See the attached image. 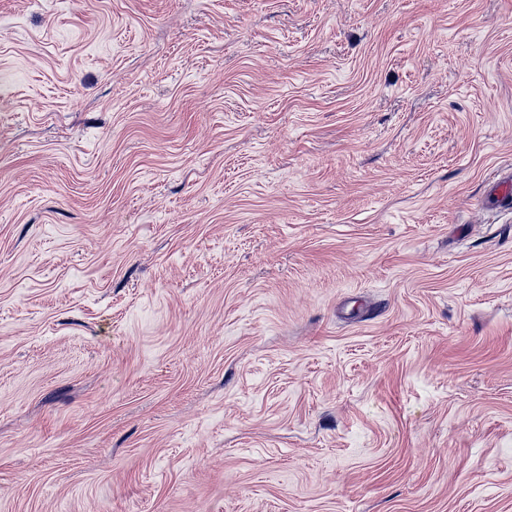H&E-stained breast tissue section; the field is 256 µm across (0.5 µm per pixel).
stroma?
Returning <instances> with one entry per match:
<instances>
[{"instance_id":"stroma-1","label":"stroma","mask_w":512,"mask_h":512,"mask_svg":"<svg viewBox=\"0 0 512 512\" xmlns=\"http://www.w3.org/2000/svg\"><path fill=\"white\" fill-rule=\"evenodd\" d=\"M512 0H0V512H512Z\"/></svg>"}]
</instances>
